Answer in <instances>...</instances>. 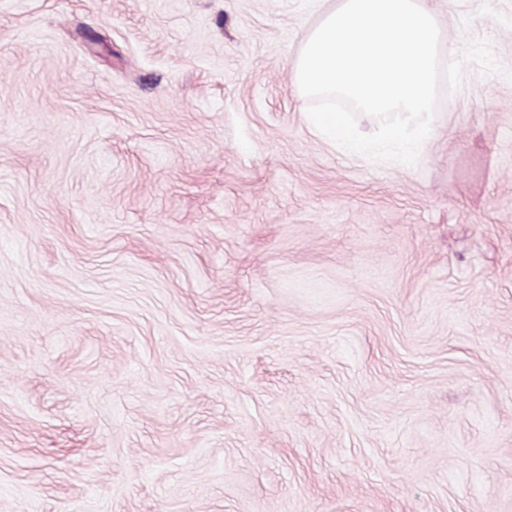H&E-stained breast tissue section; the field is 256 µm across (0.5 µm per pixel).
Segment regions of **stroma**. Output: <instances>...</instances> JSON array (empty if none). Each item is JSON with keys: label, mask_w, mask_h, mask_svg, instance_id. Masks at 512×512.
Masks as SVG:
<instances>
[{"label": "stroma", "mask_w": 512, "mask_h": 512, "mask_svg": "<svg viewBox=\"0 0 512 512\" xmlns=\"http://www.w3.org/2000/svg\"><path fill=\"white\" fill-rule=\"evenodd\" d=\"M413 165L306 123L327 0H0V512H512V0Z\"/></svg>", "instance_id": "obj_1"}]
</instances>
